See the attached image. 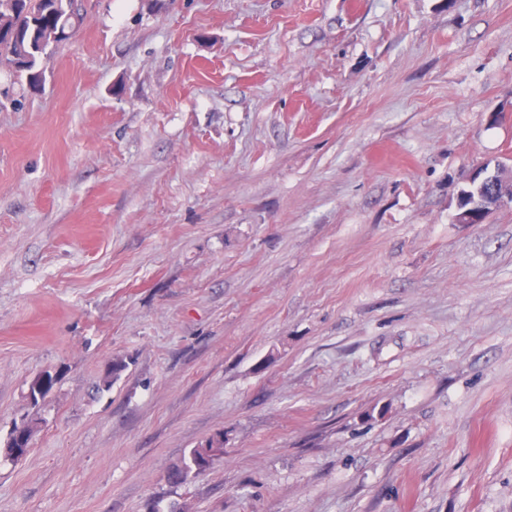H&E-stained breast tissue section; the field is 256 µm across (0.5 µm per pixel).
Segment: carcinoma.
Here are the masks:
<instances>
[{
	"mask_svg": "<svg viewBox=\"0 0 512 512\" xmlns=\"http://www.w3.org/2000/svg\"><path fill=\"white\" fill-rule=\"evenodd\" d=\"M82 21L76 0H0V71H8L24 89L42 88L46 77L41 59L67 41L63 33ZM223 453L224 435L219 434L191 449L188 461L169 472V481L186 483Z\"/></svg>",
	"mask_w": 512,
	"mask_h": 512,
	"instance_id": "1",
	"label": "carcinoma"
}]
</instances>
